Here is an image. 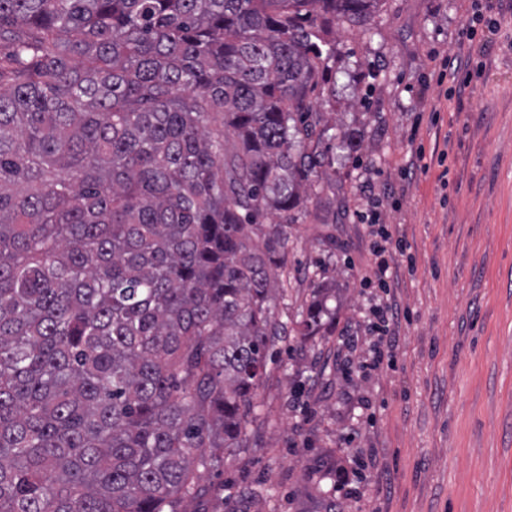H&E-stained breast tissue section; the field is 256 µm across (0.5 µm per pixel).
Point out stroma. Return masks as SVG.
Returning a JSON list of instances; mask_svg holds the SVG:
<instances>
[{"instance_id":"stroma-1","label":"stroma","mask_w":512,"mask_h":512,"mask_svg":"<svg viewBox=\"0 0 512 512\" xmlns=\"http://www.w3.org/2000/svg\"><path fill=\"white\" fill-rule=\"evenodd\" d=\"M470 4L386 0L370 29L337 25L319 103L329 200L288 225L275 300L293 317L331 282L336 333L277 346L252 446L201 472L194 512H512V0L448 99L445 59L479 50ZM379 225L405 244L389 257L402 316L365 373Z\"/></svg>"}]
</instances>
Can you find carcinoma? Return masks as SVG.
Segmentation results:
<instances>
[{
  "label": "carcinoma",
  "instance_id": "carcinoma-1",
  "mask_svg": "<svg viewBox=\"0 0 512 512\" xmlns=\"http://www.w3.org/2000/svg\"><path fill=\"white\" fill-rule=\"evenodd\" d=\"M382 2L0 0V512H187L249 447L276 343L334 319L271 279L329 37Z\"/></svg>",
  "mask_w": 512,
  "mask_h": 512
}]
</instances>
